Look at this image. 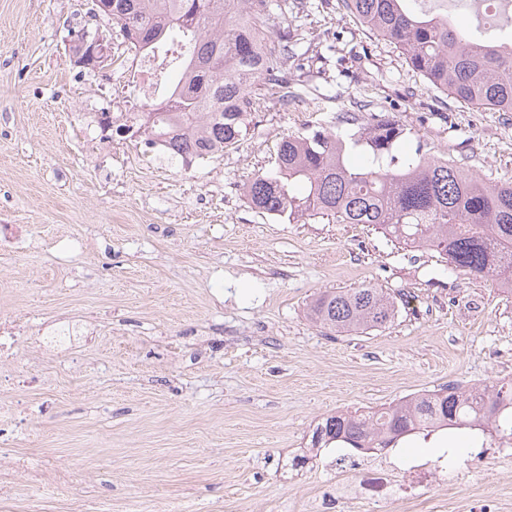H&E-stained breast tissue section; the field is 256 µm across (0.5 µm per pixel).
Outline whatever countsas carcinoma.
Segmentation results:
<instances>
[{
  "instance_id": "obj_1",
  "label": "carcinoma",
  "mask_w": 512,
  "mask_h": 512,
  "mask_svg": "<svg viewBox=\"0 0 512 512\" xmlns=\"http://www.w3.org/2000/svg\"><path fill=\"white\" fill-rule=\"evenodd\" d=\"M418 0H342L372 33L400 49L428 85L477 108L512 112V41L488 37L481 24L456 25L448 14L415 7ZM103 15L135 52L167 42L181 62L166 100L143 103L144 133L174 157L224 152L248 130L261 106L301 97L295 47L304 43L288 7L269 0H104ZM280 31L278 40L265 37ZM407 129L389 114L358 123L347 136L323 129L288 136L276 168L246 186L250 204L288 222L331 217L368 224L404 245L433 248L448 269L494 277L512 294V182L477 177L453 159L416 149L403 159ZM391 295L362 285L317 295L309 317L341 335L392 322ZM512 435V381L425 393L366 415L338 413L318 424L312 446L383 450L411 434L441 429Z\"/></svg>"
}]
</instances>
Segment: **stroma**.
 <instances>
[{"label": "stroma", "mask_w": 512, "mask_h": 512, "mask_svg": "<svg viewBox=\"0 0 512 512\" xmlns=\"http://www.w3.org/2000/svg\"><path fill=\"white\" fill-rule=\"evenodd\" d=\"M92 0H0V225L29 247L0 251V317L23 314L0 359V468L53 457L83 480L45 493L13 476V512H315L347 448H315L341 411L367 412L454 382L512 379V295L450 272L364 224H293L253 209L251 177L288 135L344 132L354 102L394 113L474 175L512 180V112L430 92L393 44L340 0L301 15L322 54L312 90L252 113L222 154L188 162L105 126L134 101L112 66L75 63L78 35L127 51ZM372 285L397 313L370 334L307 317L314 296ZM470 437L447 483L378 512H512V459L491 465Z\"/></svg>", "instance_id": "stroma-1"}]
</instances>
